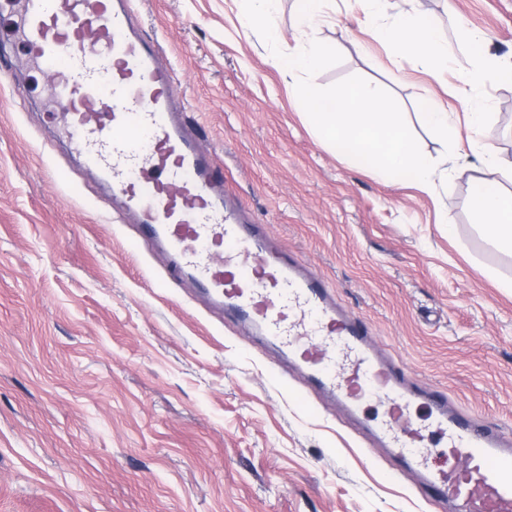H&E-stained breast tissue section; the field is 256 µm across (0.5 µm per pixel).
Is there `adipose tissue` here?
<instances>
[{
    "instance_id": "1",
    "label": "adipose tissue",
    "mask_w": 512,
    "mask_h": 512,
    "mask_svg": "<svg viewBox=\"0 0 512 512\" xmlns=\"http://www.w3.org/2000/svg\"><path fill=\"white\" fill-rule=\"evenodd\" d=\"M384 38L396 50L400 64L419 63L438 67L448 58V45L441 40L432 18L422 13L393 19L383 29ZM485 113L468 115L469 147L482 157L472 176L471 207L487 236L502 248L512 250V192L504 190L502 178L512 163L498 157L481 138Z\"/></svg>"
}]
</instances>
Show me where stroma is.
Wrapping results in <instances>:
<instances>
[{"label":"stroma","instance_id":"stroma-1","mask_svg":"<svg viewBox=\"0 0 512 512\" xmlns=\"http://www.w3.org/2000/svg\"><path fill=\"white\" fill-rule=\"evenodd\" d=\"M158 40L220 191L249 209L272 242L327 280L368 326L374 346L418 384L512 428V253L469 209L483 139L512 161V83L483 80L465 33L512 63V0H330L299 30L279 0L277 44L318 40L342 60L313 78L357 75L387 90L422 151L447 169L425 190L358 170L309 128L287 75L245 19L242 0H133ZM421 11L454 56L431 71L399 67L381 27ZM16 15L0 9V512H442L365 425L387 410L369 395L346 417L244 322L212 313L149 249L130 240L106 185L65 143L53 82L26 55ZM430 97L456 122L440 140L419 119ZM486 76L491 77L493 79H502L511 82L512 67L510 66V68H501L500 66H497L493 69L487 70L482 63L476 64L472 70L461 73V93L464 96H466L468 94V87H472L474 84H476L478 81L482 80Z\"/></svg>","mask_w":512,"mask_h":512}]
</instances>
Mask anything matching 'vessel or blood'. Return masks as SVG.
<instances>
[{
	"instance_id": "obj_1",
	"label": "vessel or blood",
	"mask_w": 512,
	"mask_h": 512,
	"mask_svg": "<svg viewBox=\"0 0 512 512\" xmlns=\"http://www.w3.org/2000/svg\"><path fill=\"white\" fill-rule=\"evenodd\" d=\"M130 5L22 0L27 55L54 72L70 115L66 133L84 166L109 181L176 276L289 351L310 384L350 411L365 393L382 397L390 416L377 437L424 494L451 503L452 512H512V437L375 353L364 321L337 307L322 277L273 248L257 221L215 195L216 168L182 123L159 44L134 31ZM421 404L441 447L465 469L432 466L426 435L407 426Z\"/></svg>"
}]
</instances>
